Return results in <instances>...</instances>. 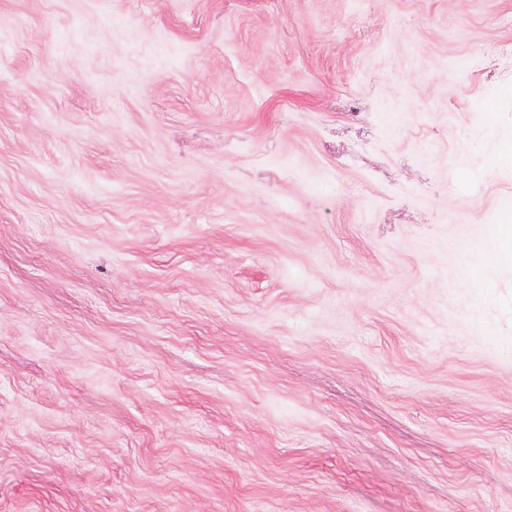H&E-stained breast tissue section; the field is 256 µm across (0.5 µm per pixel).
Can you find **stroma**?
<instances>
[{
	"instance_id": "obj_1",
	"label": "stroma",
	"mask_w": 512,
	"mask_h": 512,
	"mask_svg": "<svg viewBox=\"0 0 512 512\" xmlns=\"http://www.w3.org/2000/svg\"><path fill=\"white\" fill-rule=\"evenodd\" d=\"M505 47L512 0H0V512H512Z\"/></svg>"
}]
</instances>
